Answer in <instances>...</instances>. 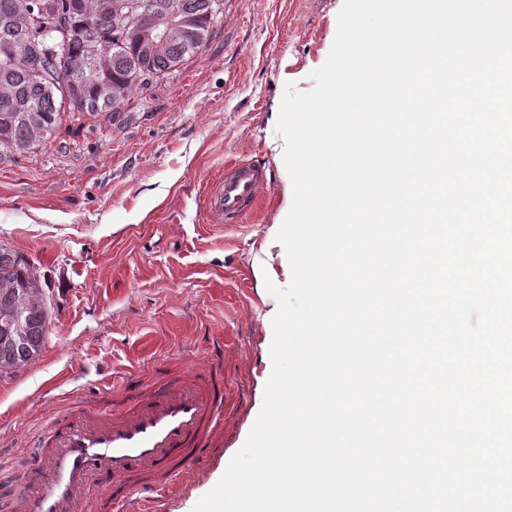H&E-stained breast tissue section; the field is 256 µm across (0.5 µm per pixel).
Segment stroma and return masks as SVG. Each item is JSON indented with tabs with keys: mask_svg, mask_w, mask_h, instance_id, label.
Wrapping results in <instances>:
<instances>
[{
	"mask_svg": "<svg viewBox=\"0 0 512 512\" xmlns=\"http://www.w3.org/2000/svg\"><path fill=\"white\" fill-rule=\"evenodd\" d=\"M343 0H224L200 54L113 115L64 122L54 141L0 159V244L52 287L39 359L0 374V503L52 417L170 358L224 355V432L186 483L126 512H192L245 443L271 373L275 285L291 280L276 234L293 188L275 125L286 84L310 90ZM236 158L266 162L270 189L246 223L203 213L206 185Z\"/></svg>",
	"mask_w": 512,
	"mask_h": 512,
	"instance_id": "stroma-1",
	"label": "stroma"
}]
</instances>
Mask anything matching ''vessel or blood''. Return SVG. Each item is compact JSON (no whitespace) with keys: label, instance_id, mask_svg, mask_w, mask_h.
I'll list each match as a JSON object with an SVG mask.
<instances>
[{"label":"vessel or blood","instance_id":"obj_1","mask_svg":"<svg viewBox=\"0 0 512 512\" xmlns=\"http://www.w3.org/2000/svg\"><path fill=\"white\" fill-rule=\"evenodd\" d=\"M271 184L265 164L225 163L205 189L208 221L245 223ZM152 375L155 385L133 378L54 417L20 474L11 512H122L126 502L183 479L223 432L224 372L174 375L159 360Z\"/></svg>","mask_w":512,"mask_h":512}]
</instances>
